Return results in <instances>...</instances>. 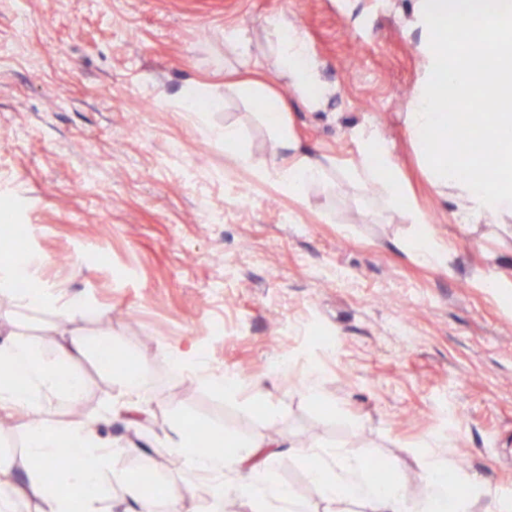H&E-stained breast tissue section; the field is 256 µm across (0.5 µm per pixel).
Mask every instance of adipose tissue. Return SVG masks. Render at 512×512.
I'll return each mask as SVG.
<instances>
[{
    "label": "adipose tissue",
    "instance_id": "1",
    "mask_svg": "<svg viewBox=\"0 0 512 512\" xmlns=\"http://www.w3.org/2000/svg\"><path fill=\"white\" fill-rule=\"evenodd\" d=\"M289 28L284 19L274 24L275 62L291 75L296 93L312 108H319L323 96L317 91V65L298 34L290 33ZM265 119L273 133L274 153L284 159L273 172L289 191L302 193L307 185L323 177L326 164L322 159L298 152L284 112L266 113ZM358 141L359 156L351 168L354 179L364 186L380 185L386 197L417 224L412 246L423 262L446 264L447 249L407 194L392 153L381 146L375 132L359 131ZM81 315L80 305L71 304L63 309V318L72 322L73 327L69 341L54 356L42 355L35 344L26 340L0 346V412L19 405L24 407L27 419L22 428L27 437L28 454L40 463L36 475L20 481L15 479L10 467L0 461V512H10L12 503L34 492L40 498L39 512H101L99 496L85 491L90 481L100 487L125 482L136 512H148L147 501L137 484L129 481L127 474L116 473L113 468L117 457L136 453L135 445L115 448L104 444L94 421L61 425L50 423L44 417L51 395L62 394L74 402L82 398V381L67 368L68 361L85 348L84 337L75 327ZM171 430L178 438V452L189 457L194 469L209 475L216 485H223L225 474L231 473L241 497L256 504L276 499L284 504L287 512H299L288 489L264 477L262 464L272 455L269 440L250 442L229 455L203 454L196 449L183 424H173ZM64 441L76 443L79 452L62 468L58 459L59 446ZM309 461L310 481L328 504V512H351L350 506L354 503L369 506L370 512H411L412 506L401 486H381L370 478L366 458L313 453ZM427 469V495L422 512H468L466 498L449 488L448 475L436 458H429Z\"/></svg>",
    "mask_w": 512,
    "mask_h": 512
}]
</instances>
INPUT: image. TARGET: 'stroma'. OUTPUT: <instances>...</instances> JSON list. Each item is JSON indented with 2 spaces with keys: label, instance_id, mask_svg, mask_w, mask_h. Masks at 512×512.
Returning <instances> with one entry per match:
<instances>
[{
  "label": "stroma",
  "instance_id": "obj_1",
  "mask_svg": "<svg viewBox=\"0 0 512 512\" xmlns=\"http://www.w3.org/2000/svg\"><path fill=\"white\" fill-rule=\"evenodd\" d=\"M413 3L0 0V207L55 288L46 309L0 300V343L52 355L68 337L57 309L73 302L87 340L71 365L83 402L52 397L48 420L95 417L102 441L140 443L119 469L150 468L187 506L207 486L165 439L175 420L230 444L282 442L266 476L304 512L325 503L288 447L314 442L384 460L415 502L434 442L470 512L512 504V302L480 281L512 282V235L461 223L424 176L406 126L425 68ZM283 16L319 65L322 109L267 62ZM238 30L251 56L227 46ZM267 91L301 151L327 160L300 199L257 174L273 162ZM362 129L392 151L446 266L420 263L415 225L351 179ZM107 333L161 403L142 428L112 420L127 399L99 361ZM27 458L24 431L0 417V459L24 479Z\"/></svg>",
  "mask_w": 512,
  "mask_h": 512
}]
</instances>
